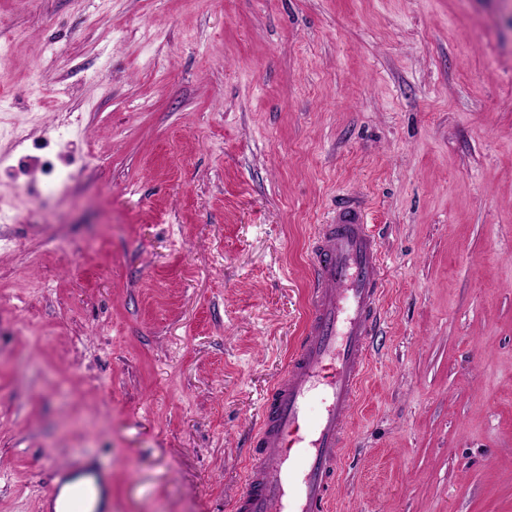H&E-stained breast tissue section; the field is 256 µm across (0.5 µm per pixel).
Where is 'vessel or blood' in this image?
Returning <instances> with one entry per match:
<instances>
[{
    "label": "vessel or blood",
    "instance_id": "vessel-or-blood-1",
    "mask_svg": "<svg viewBox=\"0 0 512 512\" xmlns=\"http://www.w3.org/2000/svg\"><path fill=\"white\" fill-rule=\"evenodd\" d=\"M310 256L305 331L262 404L236 512H330L336 492L385 287L360 197L341 195ZM93 492L74 489L57 512H88Z\"/></svg>",
    "mask_w": 512,
    "mask_h": 512
}]
</instances>
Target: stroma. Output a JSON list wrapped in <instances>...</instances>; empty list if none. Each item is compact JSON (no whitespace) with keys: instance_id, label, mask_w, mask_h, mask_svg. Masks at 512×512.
I'll return each instance as SVG.
<instances>
[{"instance_id":"1","label":"stroma","mask_w":512,"mask_h":512,"mask_svg":"<svg viewBox=\"0 0 512 512\" xmlns=\"http://www.w3.org/2000/svg\"><path fill=\"white\" fill-rule=\"evenodd\" d=\"M384 260L334 512H512V0H0V512H233L309 241ZM92 480L90 475H84L64 485L62 495L69 494L77 485ZM94 489L91 486H80L74 489L59 504L56 512H89L88 503L93 496Z\"/></svg>"}]
</instances>
